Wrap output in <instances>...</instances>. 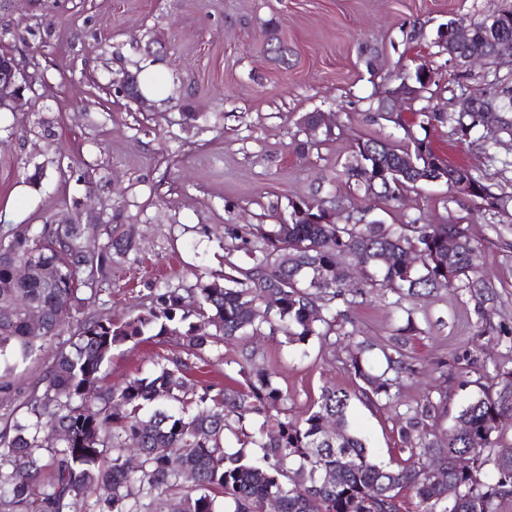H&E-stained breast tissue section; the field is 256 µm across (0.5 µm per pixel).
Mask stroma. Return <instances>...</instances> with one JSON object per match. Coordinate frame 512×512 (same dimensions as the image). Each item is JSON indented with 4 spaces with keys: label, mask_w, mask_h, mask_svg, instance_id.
<instances>
[{
    "label": "stroma",
    "mask_w": 512,
    "mask_h": 512,
    "mask_svg": "<svg viewBox=\"0 0 512 512\" xmlns=\"http://www.w3.org/2000/svg\"><path fill=\"white\" fill-rule=\"evenodd\" d=\"M494 7L512 0H0V50L15 56L23 86L20 100L0 107V224H92L96 251L125 239L88 309L126 321L152 289L222 280L225 225L276 223L296 198L339 194L365 206L342 176L351 145L402 139L377 102L419 67L437 83L402 103L405 123L424 127L444 163L512 196V140L489 154L448 125L421 124L423 113L460 111L461 95L490 93L477 67L449 83L455 67L436 32ZM146 63L155 97L140 105L114 93ZM309 112L329 115L332 134L309 132L301 121ZM417 217L468 225L482 249L478 275L493 290L485 304L461 291L420 302L421 331L407 338L415 374L401 400L443 387L437 426L445 430L479 378L512 361V206L498 212L424 182L382 214L389 224ZM483 305L492 311L486 334ZM347 315L358 339L379 345L400 324L375 289ZM253 343L287 390L289 415H302L323 386L362 385L344 352L318 341L302 350L268 337ZM238 351L233 342L205 354L202 379L240 385ZM179 352L169 341L123 345L103 381L144 376ZM462 357L467 373L441 383V367ZM349 421L375 462L412 465L399 450L394 405L352 399Z\"/></svg>",
    "instance_id": "35a3bbf8"
}]
</instances>
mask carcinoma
Masks as SVG:
<instances>
[{"mask_svg":"<svg viewBox=\"0 0 512 512\" xmlns=\"http://www.w3.org/2000/svg\"><path fill=\"white\" fill-rule=\"evenodd\" d=\"M467 51L492 59L496 44L482 30L473 32ZM491 102L512 111V85L494 78ZM426 124H448L467 137L478 126L484 147L512 136V122L472 112H425ZM404 144L359 140L344 165L347 183L376 202H397L423 177L466 183L467 195L507 207L504 196L464 167L439 166L426 139L401 120ZM419 168H400L408 155ZM374 207L350 210L344 222L327 220L324 202L291 200L288 216L276 224L224 225L223 282L196 288H163L124 322L98 314L59 341L71 311H80L90 288L112 262V254L86 251L90 224L0 225V302L15 304L0 313V371L54 349L36 386L0 427V507L7 512H84L95 500L97 512H262L276 498L280 512H398L394 499L408 490L417 512H503L512 503V448L498 447L512 426V370L497 371L495 382L480 386L455 417L453 427L436 426L442 401L425 395L399 414L400 451L419 459L411 467L382 466L370 458L365 439L352 433L348 410L352 393L325 386L300 418L286 412L288 392L274 385L275 371L258 364L250 346L256 336H282L302 348L316 339L348 340L345 365L368 386V393L390 404L408 373L404 337L420 331L417 301L439 290L487 293L476 275L479 245L459 223L387 224ZM288 223H283V220ZM456 238L448 252V237ZM242 251L247 262L232 259ZM422 257L413 264L414 253ZM347 255L362 269L350 279L339 261ZM24 266L29 274L15 277ZM365 288L396 299L404 323L388 343L357 341L341 307L356 304ZM37 311L42 329L31 330ZM174 337L183 354L166 359L144 377L119 387H103L101 367L112 351L144 338ZM229 340L241 350L236 364L240 387L192 378L194 359ZM380 349L386 368L370 373L368 355ZM340 433L328 436L327 421ZM59 443H49L45 431ZM240 448H224L228 435ZM140 464L127 466V452ZM471 453L474 467L458 470L457 456ZM431 456L428 464L421 462ZM492 469H487V465ZM444 470L445 482L430 470ZM51 476L41 497L30 489L45 469ZM453 496H448V490ZM223 510H218V507Z\"/></svg>","mask_w":512,"mask_h":512,"instance_id":"1","label":"carcinoma"}]
</instances>
